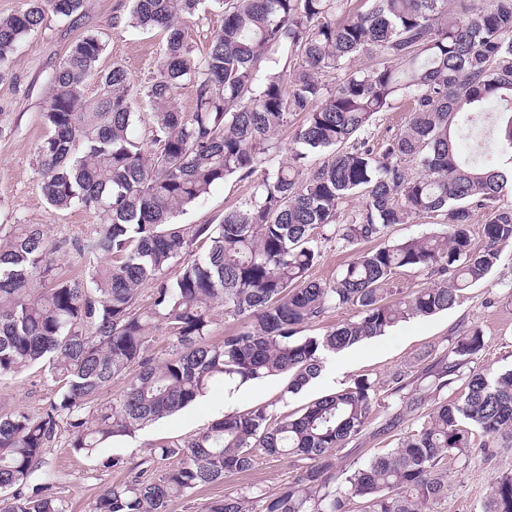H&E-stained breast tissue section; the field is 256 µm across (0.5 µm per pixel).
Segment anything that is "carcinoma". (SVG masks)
Returning a JSON list of instances; mask_svg holds the SVG:
<instances>
[{
  "mask_svg": "<svg viewBox=\"0 0 512 512\" xmlns=\"http://www.w3.org/2000/svg\"><path fill=\"white\" fill-rule=\"evenodd\" d=\"M224 24L199 56L186 20L207 2ZM63 17L84 0H30L0 18V70L18 43L43 21L44 4ZM341 0H131L114 27L162 28L167 40L157 73L143 85L120 64L99 69L105 51L96 34L77 40L52 80L43 113L48 134L36 163L49 206L80 207L100 224L72 248L86 273L74 281L56 271L60 245L39 224H12L0 234V377L43 364L56 399L40 413L0 415V512H68L50 481L32 484L60 435L95 455L115 437L168 417L214 386L284 374V394L317 378L330 355L384 335L399 322L452 308L460 292L487 281L512 245V0H481L454 10L448 0H369L341 20ZM279 48L283 65L267 68ZM374 55L372 68L354 61ZM340 73L330 86L323 77ZM94 79L98 96L85 87ZM189 85L193 110L178 92ZM152 102L153 152L134 137L141 115L133 99ZM398 99L411 110L392 139L363 137L376 114ZM305 114L286 161L278 136ZM492 113L493 138L506 157L496 168L477 159L480 127ZM327 151L318 166L309 155ZM251 193L216 224L174 219L227 180ZM360 207L337 222L342 203ZM485 214L486 245L472 247L470 226ZM436 214L446 230L360 252L335 280L310 277L320 252L313 242L356 246L384 237L393 224ZM206 245L191 260L185 257ZM179 266L174 281L165 278ZM417 269L441 282L387 299L396 270ZM151 302L138 306L141 287ZM360 309V318L323 336L300 326L330 308ZM216 306L242 322L211 340ZM161 324L176 340L164 360L147 355ZM484 346L474 329L452 344V361L435 373L436 396L460 380L463 392L442 399L399 438L396 447L336 470V452L362 433L378 404L379 383L362 377L293 415L270 406L226 414L187 442L155 448L176 464L149 479L140 472L112 484L93 512H168L197 488L254 468L257 457L305 461L277 492L250 486L224 493L207 512H435L448 499L445 456H469V427L487 439H512V369L471 366ZM118 399L99 403L112 382ZM425 396L392 379L386 407L394 419ZM482 512H512V474L487 491Z\"/></svg>",
  "mask_w": 512,
  "mask_h": 512,
  "instance_id": "1",
  "label": "carcinoma"
}]
</instances>
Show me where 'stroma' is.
I'll use <instances>...</instances> for the list:
<instances>
[{
	"mask_svg": "<svg viewBox=\"0 0 512 512\" xmlns=\"http://www.w3.org/2000/svg\"><path fill=\"white\" fill-rule=\"evenodd\" d=\"M125 3L126 0H85L81 12L69 18L46 10L42 24L21 40L11 56L0 76V224H39L56 242L82 241L92 234L98 222L93 212L81 208L58 211L46 203L36 164L37 147L46 133L43 113L52 77L70 47L84 34L98 33L106 40L100 68L121 63L139 84L156 73L163 56L164 34L159 30L113 28L112 18ZM249 192V185L243 182L216 185L178 221L201 224L221 218L225 208ZM315 245L320 259L311 275L323 282L333 281L359 252L358 247L345 248L333 239H319ZM472 329L480 330L484 336L476 366L494 372L511 369V245L503 248L501 262L489 282L463 291L451 309L399 323L385 335L331 357L325 367L331 381L315 383L309 390L288 398L283 395L287 379L282 375L246 384L231 395L217 387L182 411L134 435L113 439L94 457L76 452L63 435L46 453V470L71 512H92L96 499L129 472L143 471L151 477L166 468V461L153 455L159 444L184 441L231 411L268 404L276 405L281 412L298 410L312 400L353 385L363 375L384 386L397 375L403 376L408 385H422L427 373L447 359L452 342ZM55 393L54 384L38 365L19 375L2 377L0 414L17 409L40 412ZM387 421L386 412L375 408L370 425L349 441L343 456L364 460L395 447L413 418L401 417L392 427ZM301 466V460L295 458L259 457L249 472L173 499L169 512H207L210 503L225 492L247 485L277 491L294 480ZM441 466L448 474V499L440 504V512H481L490 484L512 473V446L470 459L450 455Z\"/></svg>",
	"mask_w": 512,
	"mask_h": 512,
	"instance_id": "35a3bbf8",
	"label": "stroma"
}]
</instances>
